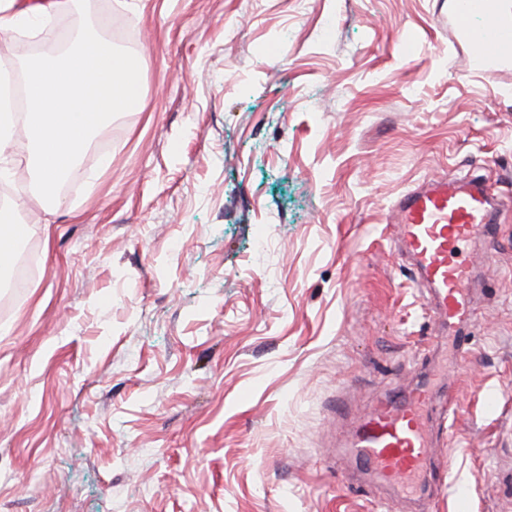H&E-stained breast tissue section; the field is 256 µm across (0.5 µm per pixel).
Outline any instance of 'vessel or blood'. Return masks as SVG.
<instances>
[{
  "label": "vessel or blood",
  "mask_w": 512,
  "mask_h": 512,
  "mask_svg": "<svg viewBox=\"0 0 512 512\" xmlns=\"http://www.w3.org/2000/svg\"><path fill=\"white\" fill-rule=\"evenodd\" d=\"M474 12L486 16L479 47L499 51L512 45V21L497 18L489 0H466L465 9L457 15L459 26H466ZM390 218L439 323L448 332H459L473 321L474 310L472 267L459 260L457 253L496 222L498 209L489 193L475 179L463 184L428 180L400 196ZM432 404L433 396L425 389L379 400L358 423L346 448L348 456L384 484L417 494L430 456L427 417Z\"/></svg>",
  "instance_id": "obj_1"
}]
</instances>
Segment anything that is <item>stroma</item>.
I'll list each match as a JSON object with an SVG mask.
<instances>
[{
  "instance_id": "stroma-1",
  "label": "stroma",
  "mask_w": 512,
  "mask_h": 512,
  "mask_svg": "<svg viewBox=\"0 0 512 512\" xmlns=\"http://www.w3.org/2000/svg\"><path fill=\"white\" fill-rule=\"evenodd\" d=\"M457 9L88 0L142 99L56 207L15 160L39 271L0 308V512H512V61ZM444 176L500 204L462 350L387 222ZM420 385L455 416L404 498L343 444Z\"/></svg>"
}]
</instances>
